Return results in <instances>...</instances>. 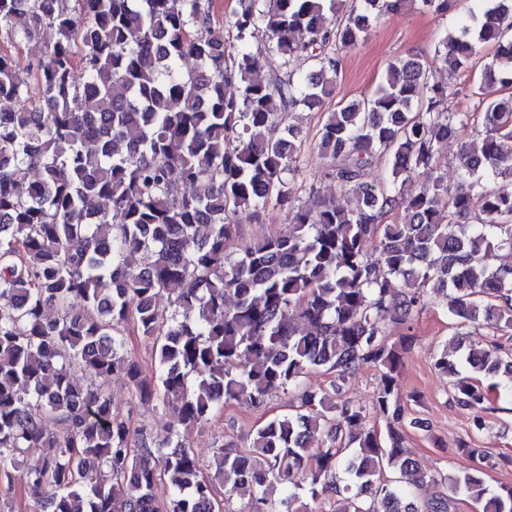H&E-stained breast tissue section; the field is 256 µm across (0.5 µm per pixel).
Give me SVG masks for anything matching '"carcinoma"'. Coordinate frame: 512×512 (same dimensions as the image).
<instances>
[{"instance_id":"1","label":"carcinoma","mask_w":512,"mask_h":512,"mask_svg":"<svg viewBox=\"0 0 512 512\" xmlns=\"http://www.w3.org/2000/svg\"><path fill=\"white\" fill-rule=\"evenodd\" d=\"M409 2L351 0L341 12L339 0H238L229 40L215 0H0L10 46L55 31L23 67L0 47V102L13 104L0 112V472L12 478L23 449H43L18 475L39 512H199L218 483L251 512H316L329 491L336 512H418L426 475L399 431L404 344L388 341L385 321L420 314L431 283L456 325L512 330V260L493 263L512 257V94L487 98L512 88V0H471L459 34L435 46L450 76L480 67L477 138L458 139L468 115L448 109L456 89L430 82L417 55L326 113L314 150L350 205L293 196L300 128L278 119L321 109L336 94L338 47ZM480 44L495 48L482 65ZM298 56L313 68L295 80ZM268 60L282 70L272 82L257 78ZM450 140L453 190L436 161ZM380 156L388 167L375 176ZM274 207L288 210V233L235 244L239 211L258 220ZM128 330L152 341L151 381L125 351ZM365 366L379 370L384 435L338 398ZM435 367L479 430L487 396L475 377L512 404V354L496 341L445 346ZM77 369L100 385L79 384ZM314 369L334 374L330 389L302 388ZM114 376L129 389L125 411L104 387ZM290 388L301 390L292 412L247 448L214 449V474L201 475L184 432L226 403L263 407ZM153 400L174 412L159 440L130 424ZM479 472L451 479L426 512H450L461 494L512 512V486L491 489Z\"/></svg>"}]
</instances>
